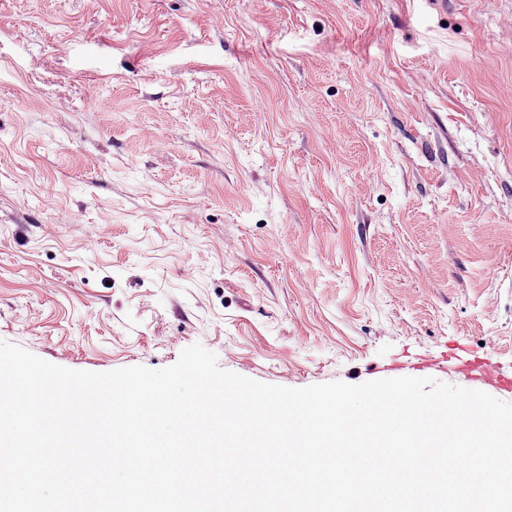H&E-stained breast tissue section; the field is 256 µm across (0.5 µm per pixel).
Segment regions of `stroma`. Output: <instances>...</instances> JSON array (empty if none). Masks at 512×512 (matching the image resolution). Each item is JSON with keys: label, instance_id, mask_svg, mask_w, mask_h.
<instances>
[{"label": "stroma", "instance_id": "1", "mask_svg": "<svg viewBox=\"0 0 512 512\" xmlns=\"http://www.w3.org/2000/svg\"><path fill=\"white\" fill-rule=\"evenodd\" d=\"M0 340L511 378L512 0H0Z\"/></svg>", "mask_w": 512, "mask_h": 512}]
</instances>
